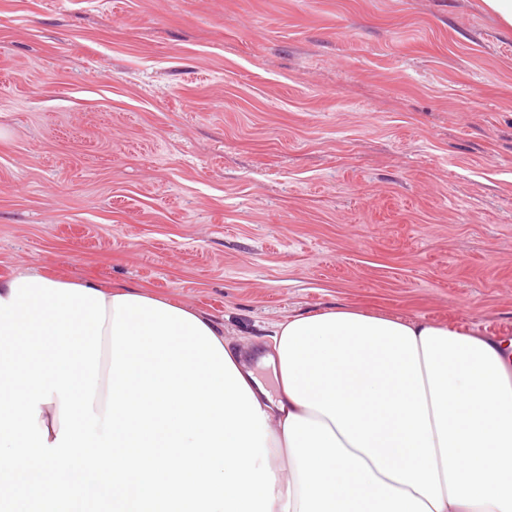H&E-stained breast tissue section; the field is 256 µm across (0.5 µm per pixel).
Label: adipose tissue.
Returning <instances> with one entry per match:
<instances>
[{"instance_id":"obj_1","label":"adipose tissue","mask_w":512,"mask_h":512,"mask_svg":"<svg viewBox=\"0 0 512 512\" xmlns=\"http://www.w3.org/2000/svg\"><path fill=\"white\" fill-rule=\"evenodd\" d=\"M261 350L272 391L182 305L0 277V501L512 512V339L336 308L286 319Z\"/></svg>"}]
</instances>
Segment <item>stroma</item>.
<instances>
[{"label":"stroma","instance_id":"35a3bbf8","mask_svg":"<svg viewBox=\"0 0 512 512\" xmlns=\"http://www.w3.org/2000/svg\"><path fill=\"white\" fill-rule=\"evenodd\" d=\"M240 349L348 306L512 339V31L480 0H0V274Z\"/></svg>","mask_w":512,"mask_h":512}]
</instances>
